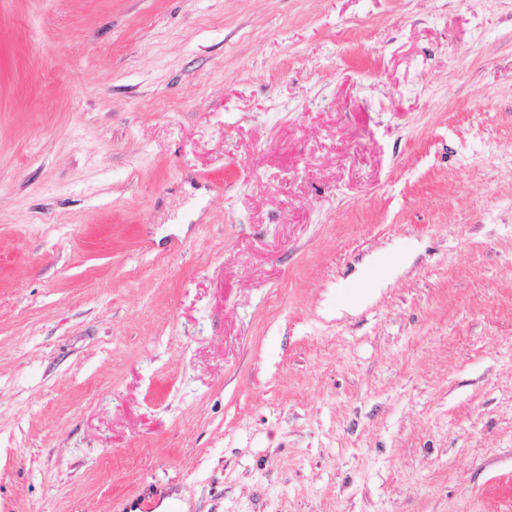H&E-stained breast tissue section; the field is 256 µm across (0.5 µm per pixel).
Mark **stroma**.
Wrapping results in <instances>:
<instances>
[{
  "mask_svg": "<svg viewBox=\"0 0 512 512\" xmlns=\"http://www.w3.org/2000/svg\"><path fill=\"white\" fill-rule=\"evenodd\" d=\"M512 512V0H0V512Z\"/></svg>",
  "mask_w": 512,
  "mask_h": 512,
  "instance_id": "stroma-1",
  "label": "stroma"
}]
</instances>
